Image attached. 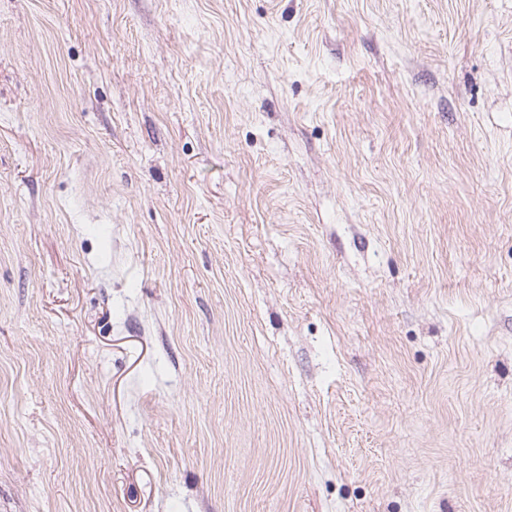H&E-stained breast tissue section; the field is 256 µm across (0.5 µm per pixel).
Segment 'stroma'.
Wrapping results in <instances>:
<instances>
[{"mask_svg":"<svg viewBox=\"0 0 512 512\" xmlns=\"http://www.w3.org/2000/svg\"><path fill=\"white\" fill-rule=\"evenodd\" d=\"M0 512H512V0H0Z\"/></svg>","mask_w":512,"mask_h":512,"instance_id":"obj_1","label":"stroma"}]
</instances>
